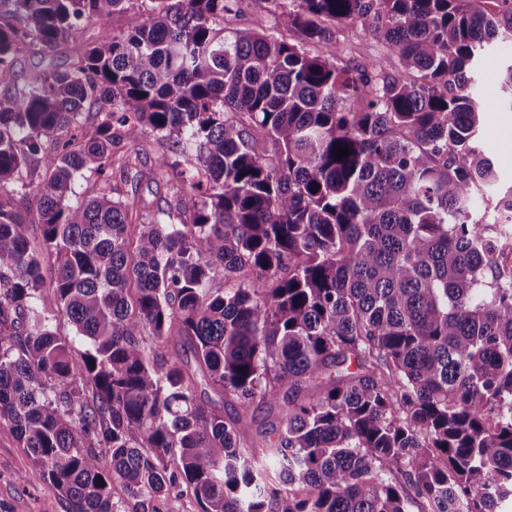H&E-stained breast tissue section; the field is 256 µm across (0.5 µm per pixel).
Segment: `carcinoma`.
Masks as SVG:
<instances>
[{
  "mask_svg": "<svg viewBox=\"0 0 512 512\" xmlns=\"http://www.w3.org/2000/svg\"><path fill=\"white\" fill-rule=\"evenodd\" d=\"M150 2L60 70L132 0H0V421L70 512L115 482L139 512L183 484L199 512H512V225L474 217L473 104L512 0H272L292 42ZM355 22L394 59L342 62Z\"/></svg>",
  "mask_w": 512,
  "mask_h": 512,
  "instance_id": "1",
  "label": "carcinoma"
}]
</instances>
